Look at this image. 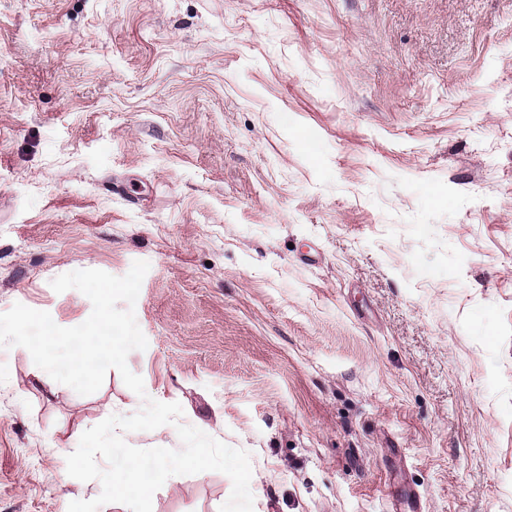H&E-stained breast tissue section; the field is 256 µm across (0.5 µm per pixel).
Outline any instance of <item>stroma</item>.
Here are the masks:
<instances>
[{
	"label": "stroma",
	"mask_w": 512,
	"mask_h": 512,
	"mask_svg": "<svg viewBox=\"0 0 512 512\" xmlns=\"http://www.w3.org/2000/svg\"><path fill=\"white\" fill-rule=\"evenodd\" d=\"M137 260L127 365L253 512H512V0H0V313ZM141 406L0 347V512L98 497L66 458Z\"/></svg>",
	"instance_id": "1"
}]
</instances>
